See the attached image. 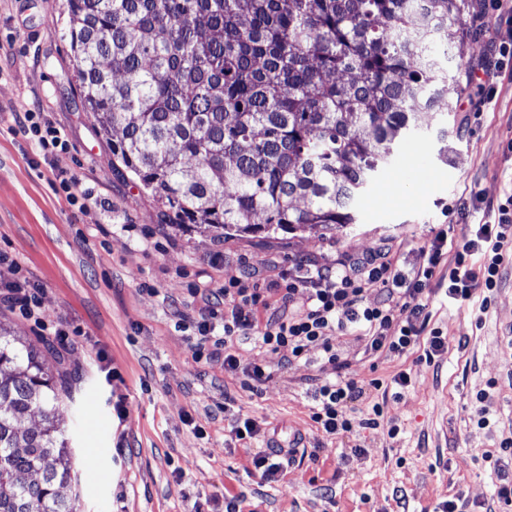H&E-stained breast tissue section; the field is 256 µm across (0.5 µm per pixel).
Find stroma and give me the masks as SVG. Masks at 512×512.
Wrapping results in <instances>:
<instances>
[{
  "label": "stroma",
  "mask_w": 512,
  "mask_h": 512,
  "mask_svg": "<svg viewBox=\"0 0 512 512\" xmlns=\"http://www.w3.org/2000/svg\"><path fill=\"white\" fill-rule=\"evenodd\" d=\"M475 4L471 52L448 54L447 140L433 129L402 145L371 180L351 227L257 238L167 223L82 110L69 82L62 0H0V255L40 286L45 316L67 333L45 369L62 358L80 374L53 403L74 448L75 482L63 494L77 512H225L230 502L239 512H440L452 499L466 512H496L499 479H512V454L499 450L512 433V350L499 343L512 330V264L483 314L476 302L448 301L432 279L429 325L448 338L433 362L419 347L367 357L351 331H337L363 395L347 408L351 431L334 436L312 420L314 378L335 376L317 350L292 363L287 351L270 355L273 375L262 384L248 375L262 354L255 340L236 345L233 373L191 350L196 289L382 247L398 250L408 271L426 266L436 225L459 242L470 225L494 221V205L512 192V72L484 79L502 35L494 0ZM28 110L60 131L65 150L43 156L21 129ZM59 172L87 197L86 211L57 192ZM102 364L123 379L125 422L113 413ZM402 371L411 385L398 399L392 378ZM481 389L491 399L485 426L473 418ZM376 403L383 412L365 427ZM244 417L262 427L246 448L230 437ZM273 437L295 453L266 481L251 460Z\"/></svg>",
  "instance_id": "1"
}]
</instances>
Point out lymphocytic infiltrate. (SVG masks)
<instances>
[{
    "label": "lymphocytic infiltrate",
    "instance_id": "f902f5d3",
    "mask_svg": "<svg viewBox=\"0 0 512 512\" xmlns=\"http://www.w3.org/2000/svg\"><path fill=\"white\" fill-rule=\"evenodd\" d=\"M512 195L497 206L493 223L475 225L456 251L448 249V232L435 229L430 241L428 263L412 273L396 269L389 253L379 252L362 259L341 260L336 271L320 266L285 277L283 285L258 287L242 276L225 281L223 307L206 304L197 329L195 358L223 360L224 368L236 370L232 352L238 337L255 336L261 348L275 353L287 350L289 360L303 358L310 349L320 350L322 360L332 366L335 377L315 387L317 408L313 420L329 435L349 431L348 403L360 398L362 387L348 375L349 362L333 342L336 330L353 328L364 343V352L405 354L424 344L426 360H433L448 347L442 330L429 328L425 303L428 286L437 272L447 271L449 299L471 301L481 295V309H488L502 279V266L512 258ZM480 256V267H472V256ZM15 263L0 273V303L18 309L28 319L41 314L40 288L17 276ZM377 293L367 303L368 293ZM221 338H214V331Z\"/></svg>",
    "mask_w": 512,
    "mask_h": 512
}]
</instances>
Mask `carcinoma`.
Segmentation results:
<instances>
[{
    "mask_svg": "<svg viewBox=\"0 0 512 512\" xmlns=\"http://www.w3.org/2000/svg\"><path fill=\"white\" fill-rule=\"evenodd\" d=\"M84 111L172 224L229 235L354 223L397 143L440 123L439 47L472 0H65ZM0 332V512H74L58 378ZM40 413L44 425L28 427Z\"/></svg>",
    "mask_w": 512,
    "mask_h": 512,
    "instance_id": "cac0c4a2",
    "label": "carcinoma"
}]
</instances>
